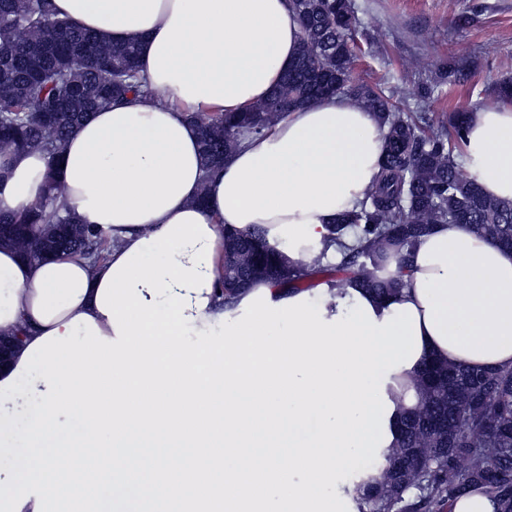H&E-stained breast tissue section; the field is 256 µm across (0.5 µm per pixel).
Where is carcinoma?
I'll return each instance as SVG.
<instances>
[{
    "label": "carcinoma",
    "mask_w": 512,
    "mask_h": 512,
    "mask_svg": "<svg viewBox=\"0 0 512 512\" xmlns=\"http://www.w3.org/2000/svg\"><path fill=\"white\" fill-rule=\"evenodd\" d=\"M302 23V46L270 97L248 112L196 117L204 166L218 167L245 136L267 132L287 111L321 97L329 78L380 120L379 174L357 209L341 215L319 255L291 261L262 227L224 232V305L249 285L268 280L289 292L319 285L363 288L382 298L406 284L411 252L434 224L453 220L512 249V202L484 194L459 170L465 116L422 130L383 91L354 81L351 0H291ZM135 42L114 45L53 15L48 0H0V162L18 151L56 158L93 112L126 103L141 91ZM48 193L22 213L0 211V244L27 260L82 258L96 264L112 234L81 223L62 201L54 166ZM337 262L326 261L329 247ZM400 255L396 275H379L388 252ZM418 404L397 421V438L356 484L358 512H446L450 501L483 488L497 512H512V370L481 371L433 360L417 383Z\"/></svg>",
    "instance_id": "carcinoma-1"
}]
</instances>
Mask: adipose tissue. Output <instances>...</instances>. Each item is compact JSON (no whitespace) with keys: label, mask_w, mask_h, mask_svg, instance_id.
Here are the masks:
<instances>
[{"label":"adipose tissue","mask_w":512,"mask_h":512,"mask_svg":"<svg viewBox=\"0 0 512 512\" xmlns=\"http://www.w3.org/2000/svg\"><path fill=\"white\" fill-rule=\"evenodd\" d=\"M51 7L106 41L140 42L148 92L93 113L57 159L68 209L111 232L107 258L93 266L29 261L0 245V336L19 339L0 384L32 343L54 330L68 335L78 315L114 338L96 300L104 276L137 241L184 212L202 216L215 236L214 283L191 299L196 330L224 314L237 317L218 287L225 230L258 225L270 243L287 242L290 258L317 255L329 224L363 200L383 150L373 113L351 97L327 96L290 111L204 172L191 118L245 112L269 97L300 51L301 21L289 0H51ZM464 161L486 195L512 201V103L469 111ZM47 168L44 154H12L0 177V208L39 202ZM365 299L379 321L396 305L414 306L419 315L421 354L385 384L395 407L418 402V374L429 360L512 368V250L465 225H435L413 250L402 292Z\"/></svg>","instance_id":"obj_1"}]
</instances>
